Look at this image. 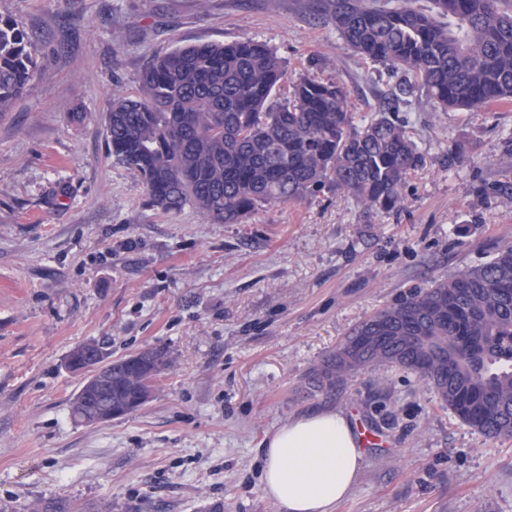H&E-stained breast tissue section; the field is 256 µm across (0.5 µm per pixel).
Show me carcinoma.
<instances>
[{
	"mask_svg": "<svg viewBox=\"0 0 512 512\" xmlns=\"http://www.w3.org/2000/svg\"><path fill=\"white\" fill-rule=\"evenodd\" d=\"M431 2L433 13L321 0L324 19L352 48L408 77L360 126L342 83L290 84L275 50L244 38L150 60L138 95L109 106L110 154L143 177L152 206L191 203L213 224H240L327 183L387 212L422 163L396 117L414 86L444 112L512 103V0ZM33 65L25 33L0 18V112L24 93ZM170 365L161 349L114 361L113 406L136 409L143 385ZM378 365L415 373L483 435H512V245L361 322L320 372L334 382Z\"/></svg>",
	"mask_w": 512,
	"mask_h": 512,
	"instance_id": "obj_1",
	"label": "carcinoma"
}]
</instances>
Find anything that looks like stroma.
Instances as JSON below:
<instances>
[{
  "label": "stroma",
  "mask_w": 512,
  "mask_h": 512,
  "mask_svg": "<svg viewBox=\"0 0 512 512\" xmlns=\"http://www.w3.org/2000/svg\"><path fill=\"white\" fill-rule=\"evenodd\" d=\"M37 65L0 114V512L58 499L77 512H278L261 443L288 419L346 411L373 439L336 512H512V437L491 439L412 372L315 371L353 327L413 288L512 245V103L443 112L417 88L399 116L425 158L401 205L323 189L213 224L163 212L117 163L107 108L176 47L267 42L290 78H333L356 119L402 79L351 48L314 0H0ZM461 161L449 167V150ZM162 347L154 397L76 423L65 361Z\"/></svg>",
  "instance_id": "35a3bbf8"
}]
</instances>
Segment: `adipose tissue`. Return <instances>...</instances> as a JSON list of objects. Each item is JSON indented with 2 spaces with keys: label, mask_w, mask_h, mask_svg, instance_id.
Instances as JSON below:
<instances>
[{
  "label": "adipose tissue",
  "mask_w": 512,
  "mask_h": 512,
  "mask_svg": "<svg viewBox=\"0 0 512 512\" xmlns=\"http://www.w3.org/2000/svg\"><path fill=\"white\" fill-rule=\"evenodd\" d=\"M263 444V492L279 512H334L356 484L361 451L343 411L296 416Z\"/></svg>",
  "instance_id": "obj_1"
}]
</instances>
